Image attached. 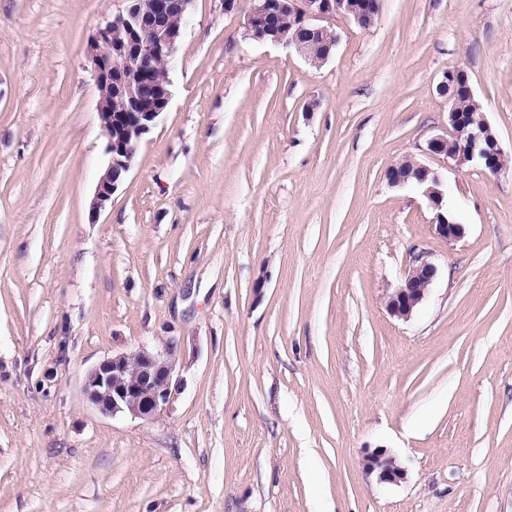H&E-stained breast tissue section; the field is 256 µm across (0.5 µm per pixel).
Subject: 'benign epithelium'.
<instances>
[{
    "label": "benign epithelium",
    "instance_id": "1",
    "mask_svg": "<svg viewBox=\"0 0 512 512\" xmlns=\"http://www.w3.org/2000/svg\"><path fill=\"white\" fill-rule=\"evenodd\" d=\"M193 0H129L126 10L98 24L87 43L99 97L97 112L106 138L108 164L96 186L94 208H102L130 171L143 136L169 105L170 82L144 92L146 77L160 60L171 62L183 29L174 19L187 15ZM283 0H253L247 14L245 36L258 42L285 44L303 58L315 49L330 56L339 41L336 30L324 21L337 15L366 30L379 13V0H289L291 22L280 19ZM125 103L122 112L112 111V99ZM448 125L459 140L448 159L466 163L479 159L493 173L504 150L484 114H463L449 109ZM423 175L417 184L436 210L435 230L455 241L462 225L440 212L444 198L437 172L421 163ZM436 276V267L424 255L414 256L403 280L388 294L386 309L394 317L407 319L420 305ZM178 341L170 337L159 347L141 346L132 353L116 354L90 370L84 382L87 399L107 416L128 415L149 420L165 410L176 376ZM366 469L382 483L395 484L405 478L398 461L379 450L365 459Z\"/></svg>",
    "mask_w": 512,
    "mask_h": 512
}]
</instances>
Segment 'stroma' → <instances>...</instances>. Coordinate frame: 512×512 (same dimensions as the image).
Returning a JSON list of instances; mask_svg holds the SVG:
<instances>
[{
    "instance_id": "35a3bbf8",
    "label": "stroma",
    "mask_w": 512,
    "mask_h": 512,
    "mask_svg": "<svg viewBox=\"0 0 512 512\" xmlns=\"http://www.w3.org/2000/svg\"><path fill=\"white\" fill-rule=\"evenodd\" d=\"M127 0H0V512H512V164L431 154L445 71L512 157V0H381L320 67L194 0L170 104L102 209L86 59ZM405 158L438 172L437 235ZM437 276L385 307L414 255ZM179 341L166 410L85 375ZM397 458L377 482L365 458ZM397 164L402 168L406 175H411V178L408 180L407 177L402 176L399 173L397 168L392 167V170L387 175L388 180L392 185H402L408 183L409 181H416L414 176L416 173L414 159L406 158ZM419 168H421L423 175L417 179L416 183L423 187V192L430 205L434 210L437 211L435 224V230L437 234L448 241H455L459 239L463 231L462 224L454 223L448 219L447 215H444L442 212H440L441 202L444 198V194L441 189V180L439 175L437 172L423 163L419 164ZM365 467L370 473H375L379 482L382 483L395 484L405 478L404 470L398 461L381 450L366 457Z\"/></svg>"
}]
</instances>
